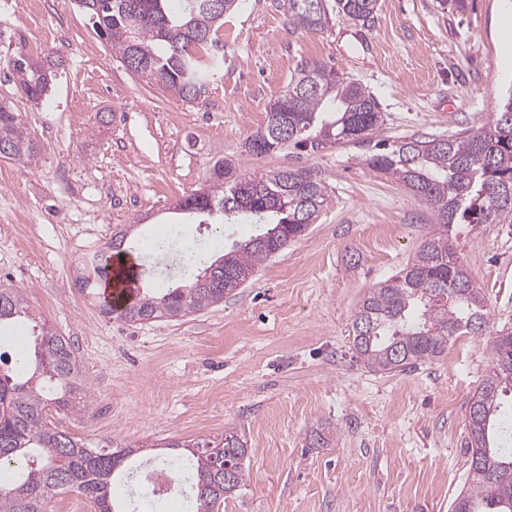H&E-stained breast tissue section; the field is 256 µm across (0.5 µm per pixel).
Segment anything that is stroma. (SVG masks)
Returning <instances> with one entry per match:
<instances>
[{
    "label": "stroma",
    "instance_id": "1",
    "mask_svg": "<svg viewBox=\"0 0 512 512\" xmlns=\"http://www.w3.org/2000/svg\"><path fill=\"white\" fill-rule=\"evenodd\" d=\"M280 0H243L217 38L224 65L188 103L126 68L70 0H0V100L37 146L0 157V282L24 289L30 321L74 348L92 392L90 415L59 413L74 437L145 448L233 429L248 446L245 484L220 512H451L468 480L465 402L487 373L489 337L512 327V224H455L448 235L482 287L488 329L456 336L416 370L373 372L352 351L363 295L400 271L432 230L428 206L367 167L371 145L249 156L270 100L302 60L361 83L384 116L381 138L448 135L493 120L512 89V0H378L371 24L331 15L289 29ZM51 33L62 64L37 105L22 98L8 58ZM260 175L309 167L333 202L319 223L270 257L223 303L172 321L128 323L74 286L84 260L126 232L144 284L185 270L154 249L172 232L206 259L254 234L184 224L175 201L203 190L215 163ZM326 443H317L316 433Z\"/></svg>",
    "mask_w": 512,
    "mask_h": 512
}]
</instances>
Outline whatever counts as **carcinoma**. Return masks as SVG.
Returning <instances> with one entry per match:
<instances>
[{"instance_id": "carcinoma-1", "label": "carcinoma", "mask_w": 512, "mask_h": 512, "mask_svg": "<svg viewBox=\"0 0 512 512\" xmlns=\"http://www.w3.org/2000/svg\"><path fill=\"white\" fill-rule=\"evenodd\" d=\"M89 14L100 37L112 45L126 66L194 102L206 93L209 75L224 60V47L212 34L224 14L241 0H220L206 14L193 11L198 0H74ZM378 0H335L338 15L365 26L374 19ZM288 25L306 33L325 29L326 0H283ZM21 94L30 102L46 97L58 60L34 59L19 53L9 59ZM286 104L269 107L267 121L246 142V152L260 156L286 145L317 149L373 136L382 130L379 104L363 85L348 81L319 60H303L288 87L276 97ZM35 145L13 107L0 103V156L22 159ZM375 172L405 186L436 217L411 262L380 282L360 301L352 321L356 362L377 372H404L442 357L453 336H482L487 311L482 289L448 242L452 224H512V91L491 123L448 136L410 138L378 151L366 160ZM187 215L202 214L214 224L252 222L260 231L248 241L197 268L189 285L161 290L143 288L120 308L132 323L177 319L214 307L250 280L258 266L305 235L331 202L327 186L312 169L282 167L260 177L236 173L230 164H216L207 188L192 194ZM166 248L183 254L191 266L200 252L183 247L178 238ZM93 274L76 280V288L94 293L98 282L112 276L108 264L92 262ZM27 316L25 292L0 284V326ZM23 369L0 371V512H46L47 500L74 489L97 512H131L114 498L115 486L137 471L134 450L118 448L106 438L91 446L47 420L51 407L88 414L92 394L67 339L46 324L38 326L22 357ZM512 390V330L492 341L488 373L468 400L471 480L453 501V512H512V448L504 425L509 413L501 395ZM177 449L164 463L172 480L188 483L184 512H217L224 498L241 487L246 473L236 463L222 482L223 463L213 450L243 459L246 441L233 431Z\"/></svg>"}]
</instances>
